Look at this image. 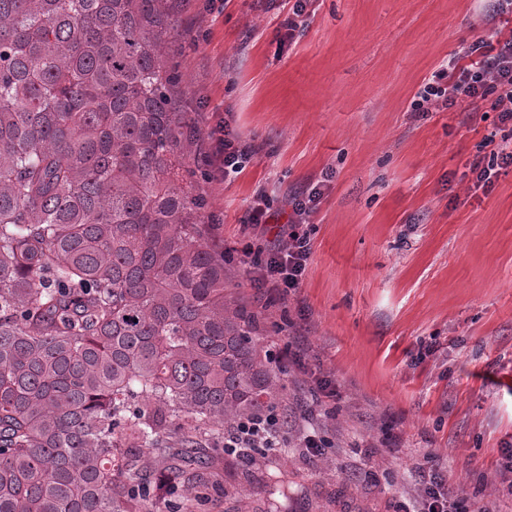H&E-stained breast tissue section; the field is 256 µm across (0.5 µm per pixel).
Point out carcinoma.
Segmentation results:
<instances>
[{
	"mask_svg": "<svg viewBox=\"0 0 512 512\" xmlns=\"http://www.w3.org/2000/svg\"><path fill=\"white\" fill-rule=\"evenodd\" d=\"M167 0H0V512H202L278 407L183 185Z\"/></svg>",
	"mask_w": 512,
	"mask_h": 512,
	"instance_id": "cac0c4a2",
	"label": "carcinoma"
}]
</instances>
